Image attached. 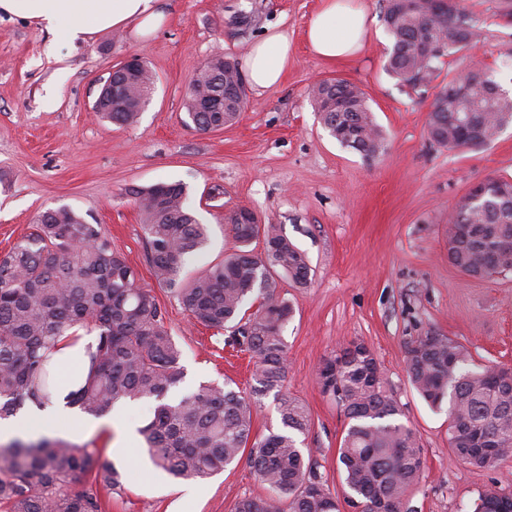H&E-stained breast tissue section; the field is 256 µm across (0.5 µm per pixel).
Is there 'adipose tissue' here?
<instances>
[{"instance_id":"obj_1","label":"adipose tissue","mask_w":512,"mask_h":512,"mask_svg":"<svg viewBox=\"0 0 512 512\" xmlns=\"http://www.w3.org/2000/svg\"><path fill=\"white\" fill-rule=\"evenodd\" d=\"M0 13L29 20L60 41L117 28H131L138 38L150 36L163 22L157 0H0ZM368 14L364 7L351 6L348 0H322L319 11L306 30L310 50L318 57L335 61L356 53L365 36ZM291 43L286 30L268 27L252 44L245 59L253 87L265 91L278 87L288 67ZM90 335L72 340L62 336L52 362L59 374V394L45 409L31 408L27 414L0 420V441L38 435L40 427L58 426L60 435L78 443L91 434L116 431L110 441V456L124 455L136 437V426L128 421L122 408L91 418L75 413L65 400L69 391L86 380L89 363L83 346Z\"/></svg>"}]
</instances>
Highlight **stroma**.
Listing matches in <instances>:
<instances>
[{
  "label": "stroma",
  "instance_id": "obj_1",
  "mask_svg": "<svg viewBox=\"0 0 512 512\" xmlns=\"http://www.w3.org/2000/svg\"><path fill=\"white\" fill-rule=\"evenodd\" d=\"M373 23L362 49L329 62L316 57L306 29L321 0H160L164 24L147 39L113 29L74 43H53L29 21L0 15V252L35 230L37 215L68 206L94 224L135 267L182 351L175 395L212 382L247 390L254 363L233 355L223 336L195 323L157 284L131 189L180 182L187 204L209 227L206 247L187 263L194 276L234 245L227 216L244 207L278 225L312 266L307 287L282 281L294 312L283 335L287 378L264 396L253 434L281 426L279 395L299 399L310 416L302 444L332 492L342 490L337 448L346 420L322 393L323 359L359 340L373 352L402 405L426 461L411 504L415 512H470L489 489L512 492V463L485 470L454 460L447 414L412 388L408 344L430 332L449 336L487 365L512 367V273L470 277L448 259V221L478 181L512 178V125L487 145L448 150L427 133L432 94L402 86L385 68L392 40L381 0H360ZM482 28L472 48L447 58L444 73L483 65L512 96V0H464ZM281 24L292 50L277 88L248 89L237 120L202 133L187 116L190 82L217 56L243 61L267 26ZM142 58L154 89L138 122L120 127L93 104L112 66ZM342 78L365 93L386 151L364 160L324 129L308 95L314 79ZM124 486L102 492L103 512H233L266 489L246 464L197 481L153 468L140 447L118 459Z\"/></svg>",
  "mask_w": 512,
  "mask_h": 512
}]
</instances>
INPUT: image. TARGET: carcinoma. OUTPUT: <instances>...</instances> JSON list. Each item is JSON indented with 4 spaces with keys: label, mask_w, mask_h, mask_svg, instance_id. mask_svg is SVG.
Masks as SVG:
<instances>
[{
    "label": "carcinoma",
    "mask_w": 512,
    "mask_h": 512,
    "mask_svg": "<svg viewBox=\"0 0 512 512\" xmlns=\"http://www.w3.org/2000/svg\"><path fill=\"white\" fill-rule=\"evenodd\" d=\"M383 2L392 39L385 70L416 92L434 90L428 120L434 144L484 146L512 124V98L486 70L436 83L444 59L480 38L463 0L449 6L437 0ZM200 82L208 93L241 84L235 61L211 59L186 96L196 130L206 133L234 122L240 104L228 112L197 111ZM153 84L142 67L126 101L99 93L97 115L119 126L137 122ZM309 95L342 146L368 160L385 152L361 88L327 79ZM336 95L348 101L350 111L326 109ZM132 195L155 280L193 320L229 332L227 344L251 354L255 385L243 392L202 383L179 401H168L182 379V352L161 310L112 243L62 206L39 213L37 232L0 255V419L52 396L56 383L48 354L65 330L81 327L95 334V342L85 346L90 374L71 402L93 416L127 400L157 402L153 417L138 429L153 464L174 478L205 479L245 457L268 495L243 497L234 512H340L338 498L298 446V436L309 427L308 411L298 399L281 397L282 428L252 438L254 407L268 393L281 392L287 374L282 328L292 308L281 296L279 279L307 286L308 257L276 225L241 224L234 211L226 217L235 238L231 253L187 281V259L206 244L207 228L186 205V187L160 182ZM260 236L262 254L250 249ZM448 258L474 277L494 275V262L500 272H512V181L492 177L477 202L456 207L448 221ZM254 304L257 309L249 311ZM470 360L463 344L435 332L409 344L404 358L408 379L424 401L447 407L452 456L491 470L512 461V368ZM318 378L348 419L338 448L345 502L359 512H415L409 502L423 477V450L416 432L400 422V402L371 350L357 341L341 346L322 361ZM99 485L120 488L122 473L87 444L46 436L0 444L3 512H100ZM473 512H512V493L487 491Z\"/></svg>",
    "instance_id": "1"
}]
</instances>
